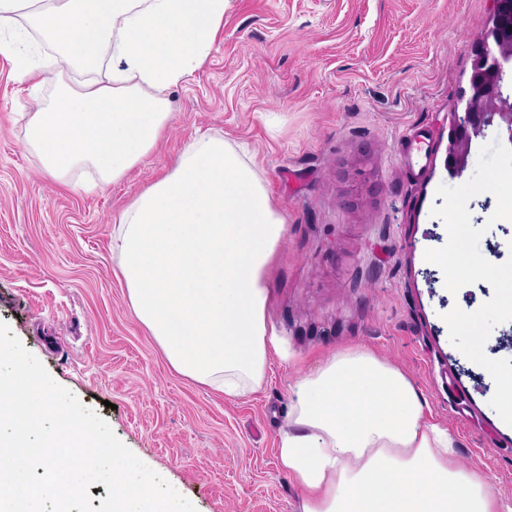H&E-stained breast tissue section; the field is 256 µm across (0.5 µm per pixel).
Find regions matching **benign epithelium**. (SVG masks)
I'll use <instances>...</instances> for the list:
<instances>
[{"label":"benign epithelium","instance_id":"7a95c632","mask_svg":"<svg viewBox=\"0 0 512 512\" xmlns=\"http://www.w3.org/2000/svg\"><path fill=\"white\" fill-rule=\"evenodd\" d=\"M512 65V0H493L486 30L473 45L468 86L462 108L451 113L446 168L452 177L466 170L475 140L494 129L512 147V99L503 95L505 66Z\"/></svg>","mask_w":512,"mask_h":512}]
</instances>
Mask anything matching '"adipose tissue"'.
<instances>
[{
	"mask_svg": "<svg viewBox=\"0 0 512 512\" xmlns=\"http://www.w3.org/2000/svg\"><path fill=\"white\" fill-rule=\"evenodd\" d=\"M226 0H0V55L33 85L24 146L65 189L92 169L117 182L156 147L171 89L207 61ZM39 35L56 75L28 50ZM284 217L243 148L188 146L119 213L118 275L136 318L180 375L236 397L256 390L277 347L269 278ZM408 376L363 348L336 352L293 391L278 463L305 491L299 512H512L447 429L421 422Z\"/></svg>",
	"mask_w": 512,
	"mask_h": 512,
	"instance_id": "ef3b65f1",
	"label": "adipose tissue"
}]
</instances>
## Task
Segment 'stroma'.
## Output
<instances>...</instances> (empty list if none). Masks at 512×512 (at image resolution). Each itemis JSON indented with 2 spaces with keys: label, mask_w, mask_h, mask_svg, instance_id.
I'll use <instances>...</instances> for the list:
<instances>
[{
  "label": "stroma",
  "mask_w": 512,
  "mask_h": 512,
  "mask_svg": "<svg viewBox=\"0 0 512 512\" xmlns=\"http://www.w3.org/2000/svg\"><path fill=\"white\" fill-rule=\"evenodd\" d=\"M492 0H227L205 67L173 88L156 148L115 183L58 186L24 147L27 84L0 57V322L52 379L106 420L196 512H297L302 487L280 470L292 388L338 350L360 346L422 394V421L446 428L460 462L512 499V426L451 343L464 306L426 278L425 251L448 114L471 74ZM247 144L287 221L270 283L279 347L263 386L238 397L168 365L132 313L112 255L121 209L205 136ZM367 160L373 179L354 170ZM482 254L512 257V222L489 223Z\"/></svg>",
  "instance_id": "1"
}]
</instances>
